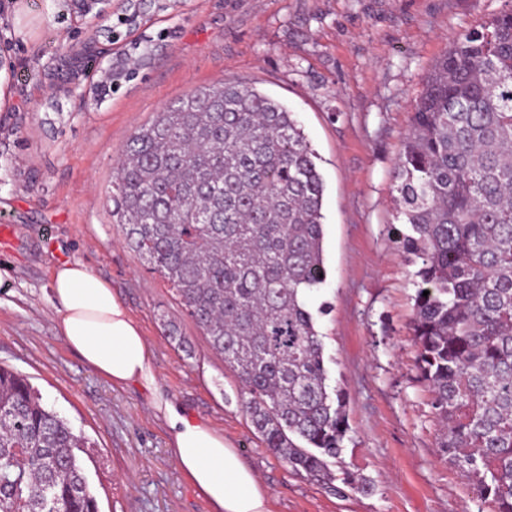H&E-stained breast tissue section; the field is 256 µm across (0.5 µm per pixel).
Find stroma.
<instances>
[{
    "mask_svg": "<svg viewBox=\"0 0 512 512\" xmlns=\"http://www.w3.org/2000/svg\"><path fill=\"white\" fill-rule=\"evenodd\" d=\"M104 19L70 0H0V365L87 440L99 512H211L169 449L148 393L84 363L55 330L54 263L107 281L139 324L167 395L237 448L272 512H481L440 457L411 340L419 265L395 242L392 172L416 101L456 37L512 0H109ZM114 26L100 60L61 76L64 55ZM239 81L294 112L318 159L325 286L312 298L333 383L346 393L344 468L367 494L337 495L273 456L241 409V384L169 285L125 243L109 198L130 135L198 87ZM175 325L187 342L164 335Z\"/></svg>",
    "mask_w": 512,
    "mask_h": 512,
    "instance_id": "35a3bbf8",
    "label": "stroma"
}]
</instances>
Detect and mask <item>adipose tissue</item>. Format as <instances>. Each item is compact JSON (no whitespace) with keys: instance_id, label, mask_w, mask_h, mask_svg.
Segmentation results:
<instances>
[{"instance_id":"1","label":"adipose tissue","mask_w":512,"mask_h":512,"mask_svg":"<svg viewBox=\"0 0 512 512\" xmlns=\"http://www.w3.org/2000/svg\"><path fill=\"white\" fill-rule=\"evenodd\" d=\"M49 291L55 326L66 343L113 383L148 391L152 412L168 426L176 463L213 512H272L269 490L236 448L163 392L145 337L105 280L81 262L65 261L53 267Z\"/></svg>"}]
</instances>
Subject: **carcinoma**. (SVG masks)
<instances>
[{"label":"carcinoma","mask_w":512,"mask_h":512,"mask_svg":"<svg viewBox=\"0 0 512 512\" xmlns=\"http://www.w3.org/2000/svg\"><path fill=\"white\" fill-rule=\"evenodd\" d=\"M393 180L397 244L420 262L410 329L438 452L512 512V10L435 65ZM112 187L127 245L236 372L266 448L333 487L349 423L311 306L327 280L324 181L293 113L239 82L199 87L131 134ZM82 447L0 366V512H98Z\"/></svg>","instance_id":"1"}]
</instances>
